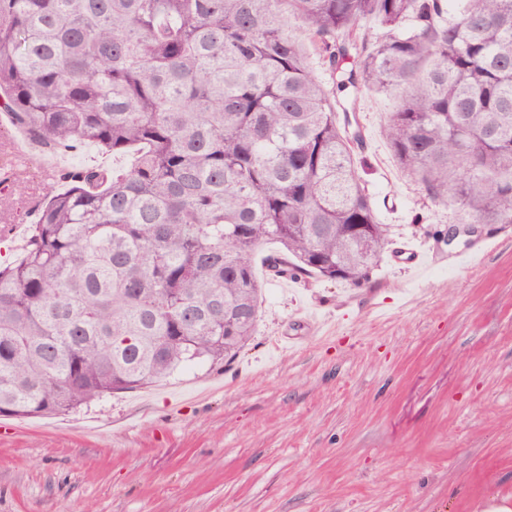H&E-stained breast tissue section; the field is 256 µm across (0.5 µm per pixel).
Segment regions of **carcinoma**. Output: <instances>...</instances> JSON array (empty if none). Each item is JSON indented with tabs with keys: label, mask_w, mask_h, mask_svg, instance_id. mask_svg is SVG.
I'll return each instance as SVG.
<instances>
[{
	"label": "carcinoma",
	"mask_w": 512,
	"mask_h": 512,
	"mask_svg": "<svg viewBox=\"0 0 512 512\" xmlns=\"http://www.w3.org/2000/svg\"><path fill=\"white\" fill-rule=\"evenodd\" d=\"M313 55L340 89L396 94L383 137L431 200L512 224V0H0L11 124L44 152L133 155L48 182L0 265L1 416L235 357L266 243L295 279L367 278L386 228Z\"/></svg>",
	"instance_id": "obj_1"
}]
</instances>
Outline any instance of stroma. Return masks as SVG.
Returning a JSON list of instances; mask_svg holds the SVG:
<instances>
[{"instance_id":"stroma-1","label":"stroma","mask_w":512,"mask_h":512,"mask_svg":"<svg viewBox=\"0 0 512 512\" xmlns=\"http://www.w3.org/2000/svg\"><path fill=\"white\" fill-rule=\"evenodd\" d=\"M397 99L361 92L354 149L389 243L437 257L423 278L383 254L358 285L262 284L228 362L55 415L0 416V512H512V224L461 226L397 164ZM24 194L0 204L25 244ZM482 263L448 257L484 241Z\"/></svg>"}]
</instances>
